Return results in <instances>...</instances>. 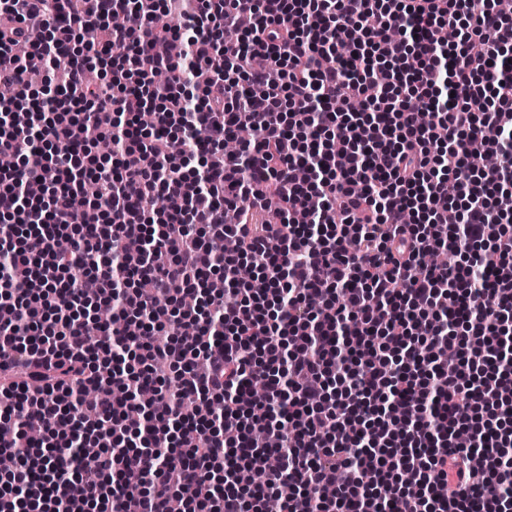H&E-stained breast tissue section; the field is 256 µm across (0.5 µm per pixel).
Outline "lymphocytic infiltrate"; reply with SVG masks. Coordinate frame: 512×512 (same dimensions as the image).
Instances as JSON below:
<instances>
[{
    "label": "lymphocytic infiltrate",
    "mask_w": 512,
    "mask_h": 512,
    "mask_svg": "<svg viewBox=\"0 0 512 512\" xmlns=\"http://www.w3.org/2000/svg\"><path fill=\"white\" fill-rule=\"evenodd\" d=\"M0 84V512H512L497 0H0Z\"/></svg>",
    "instance_id": "lymphocytic-infiltrate-1"
}]
</instances>
